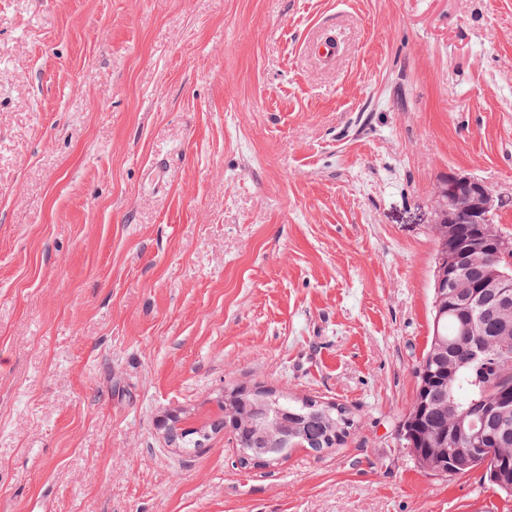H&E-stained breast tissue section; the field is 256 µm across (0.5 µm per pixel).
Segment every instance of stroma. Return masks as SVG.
<instances>
[{
	"label": "stroma",
	"mask_w": 512,
	"mask_h": 512,
	"mask_svg": "<svg viewBox=\"0 0 512 512\" xmlns=\"http://www.w3.org/2000/svg\"><path fill=\"white\" fill-rule=\"evenodd\" d=\"M453 173L512 237V0H0V512H512L398 436ZM236 386L355 423L170 441Z\"/></svg>",
	"instance_id": "35a3bbf8"
}]
</instances>
